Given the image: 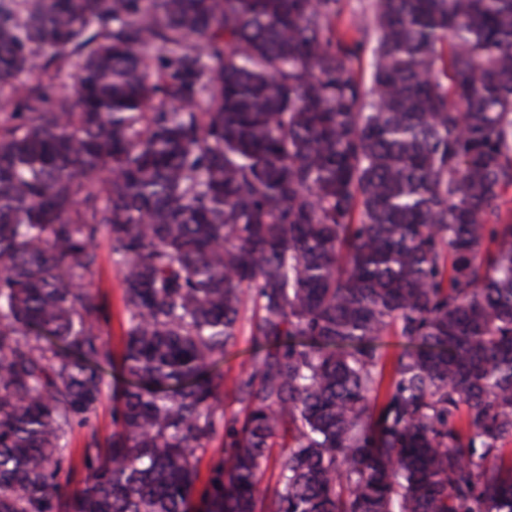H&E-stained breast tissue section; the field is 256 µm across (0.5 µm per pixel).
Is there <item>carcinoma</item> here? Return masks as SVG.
I'll return each instance as SVG.
<instances>
[{
	"instance_id": "1",
	"label": "carcinoma",
	"mask_w": 512,
	"mask_h": 512,
	"mask_svg": "<svg viewBox=\"0 0 512 512\" xmlns=\"http://www.w3.org/2000/svg\"><path fill=\"white\" fill-rule=\"evenodd\" d=\"M342 11L0 0V512H512V0ZM373 0H346L344 12L336 20V30L353 33L354 24L368 22L373 18ZM118 260L119 257L112 255L106 241L102 240L99 266L92 282L94 288L98 289L104 298L110 316L108 333L104 338L116 353L121 349L122 324L124 323ZM251 315V305L249 304L242 316L237 344L229 348L224 360L218 365V368L224 373L226 382L221 408L227 416H231L239 409V405L233 400L232 384L234 378L249 365L253 353L254 347L248 325ZM105 381L104 392L96 411L91 415L90 426L76 428L65 441L76 462H79L85 448L92 443V432L96 433L98 442L104 445L105 439L112 433V386L118 384L123 386L129 377L121 372L116 364L105 366L103 370Z\"/></svg>"
}]
</instances>
